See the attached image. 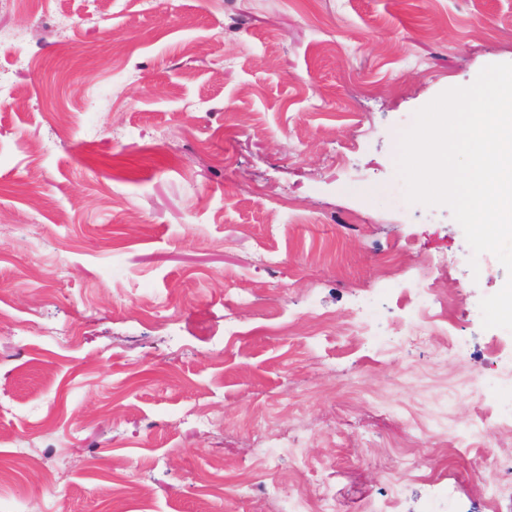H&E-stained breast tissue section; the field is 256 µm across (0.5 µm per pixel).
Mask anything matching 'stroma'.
Here are the masks:
<instances>
[{
  "mask_svg": "<svg viewBox=\"0 0 512 512\" xmlns=\"http://www.w3.org/2000/svg\"><path fill=\"white\" fill-rule=\"evenodd\" d=\"M510 20L512 0H0V468L21 470L0 512H249L258 491L277 512L303 464L336 512H512L490 484L512 331L480 310L507 272L397 168L416 111L512 63ZM429 288L487 399L431 343L389 346ZM23 450L64 470L50 496ZM132 467L149 500L121 494Z\"/></svg>",
  "mask_w": 512,
  "mask_h": 512,
  "instance_id": "obj_1",
  "label": "stroma"
}]
</instances>
